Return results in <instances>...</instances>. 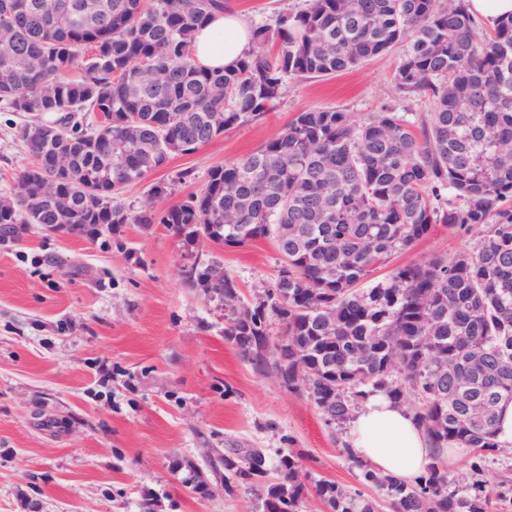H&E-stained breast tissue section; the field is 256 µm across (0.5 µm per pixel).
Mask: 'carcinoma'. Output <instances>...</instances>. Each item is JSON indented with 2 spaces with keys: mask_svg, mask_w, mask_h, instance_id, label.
<instances>
[{
  "mask_svg": "<svg viewBox=\"0 0 512 512\" xmlns=\"http://www.w3.org/2000/svg\"><path fill=\"white\" fill-rule=\"evenodd\" d=\"M226 0H0V105L25 122L34 158L0 196V236L16 224H74L89 237L122 224H164L194 243L278 240L283 265L263 299L241 305L229 276L213 287L228 311L224 337L265 373L288 362L342 426L371 393L406 406L436 451L413 484L383 476L344 449L361 482L394 512H494L502 495L448 490L442 452L488 451L496 423L477 426L450 363L491 374L494 411L512 401V17L479 33L465 0H305L275 25L252 28L232 69L192 54L195 33ZM402 50L396 89L426 94L416 124L382 109L364 120L337 109L299 112L246 157L212 168L205 188L166 208L131 213L128 185L225 131L271 111L288 79L353 70ZM476 232L475 248L367 279L435 225ZM288 343L272 341L271 322ZM257 512H301L300 458L275 471L257 448L219 457ZM329 512H375L371 500L321 480Z\"/></svg>",
  "mask_w": 512,
  "mask_h": 512,
  "instance_id": "cac0c4a2",
  "label": "carcinoma"
}]
</instances>
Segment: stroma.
<instances>
[{
    "label": "stroma",
    "mask_w": 512,
    "mask_h": 512,
    "mask_svg": "<svg viewBox=\"0 0 512 512\" xmlns=\"http://www.w3.org/2000/svg\"><path fill=\"white\" fill-rule=\"evenodd\" d=\"M254 26L299 9L302 0H226ZM400 51L354 70L289 80L276 108L236 126L188 155L172 156L119 197L129 211L167 183L171 205L201 192L211 168L245 157L281 132L297 113L338 109L363 119L387 108L415 119L427 97L395 93ZM22 118L0 111V195L33 159L15 135ZM470 234L443 225L391 266L454 256L473 247ZM221 264L244 303L274 281L280 255L272 241L194 247L162 224H125L93 239L38 224L0 238V512H255L247 485L203 496L176 462L206 467L228 448H260L269 458L293 451L311 480L363 489L379 512L390 503L361 486L343 448L306 393L259 373L224 338V304L189 287L193 262ZM462 449L446 462L449 485L468 493L474 479L512 484V447L486 451L481 475Z\"/></svg>",
    "instance_id": "35a3bbf8"
}]
</instances>
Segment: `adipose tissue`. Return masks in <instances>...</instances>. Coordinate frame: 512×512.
<instances>
[{"label": "adipose tissue", "instance_id": "adipose-tissue-1", "mask_svg": "<svg viewBox=\"0 0 512 512\" xmlns=\"http://www.w3.org/2000/svg\"><path fill=\"white\" fill-rule=\"evenodd\" d=\"M251 30L236 11L215 14L197 31L193 57L208 68L233 67L251 47ZM346 442L358 460L406 484L425 472L433 453L406 408L382 393L367 396L355 411Z\"/></svg>", "mask_w": 512, "mask_h": 512}]
</instances>
